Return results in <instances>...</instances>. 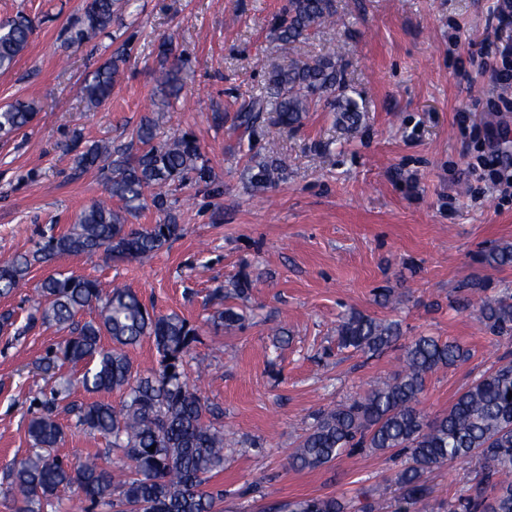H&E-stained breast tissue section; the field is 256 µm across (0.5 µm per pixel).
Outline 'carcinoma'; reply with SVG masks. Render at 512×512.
Wrapping results in <instances>:
<instances>
[{
  "mask_svg": "<svg viewBox=\"0 0 512 512\" xmlns=\"http://www.w3.org/2000/svg\"><path fill=\"white\" fill-rule=\"evenodd\" d=\"M131 0H86L81 27L71 37L80 43L102 34ZM336 0H288L273 29L276 40L291 45L314 29L336 23ZM34 22L18 14L0 23V70L12 68L28 47ZM129 56H112L90 74L80 88L86 105L97 107L112 94L120 66ZM183 89L181 68L161 67L156 91L164 100L177 99ZM344 63L334 56L295 59L268 74L266 98H254L237 116L239 126L252 134L263 114L284 128L302 125L307 112L324 101L340 112L339 124L351 132L363 122V112L348 94ZM37 114L33 102L17 101L0 107V137L27 128ZM158 122L146 117L133 137L139 150L113 157L112 143L98 141L83 149L73 145L78 170H95L107 198L83 207L72 227L37 246L32 256L0 259V296L24 285L32 262L63 254L94 255L104 251L116 260H151L179 237L175 217L164 223L132 227L143 210L167 208L166 196L147 194L151 188L182 183L205 169L197 140L183 134L155 144ZM286 162L263 157L248 167V181L256 190L280 180ZM491 267L512 266V243H501L484 254ZM95 309L97 318L80 322L77 316ZM482 320L498 337L512 342V294L480 299ZM32 322L55 324L71 336L41 358L48 370L63 360L84 371L76 385L88 393L125 394L120 407L96 400L73 402L68 411L75 426L112 438V464L99 452L72 462L55 453L64 439L55 409L71 388H56L40 401L41 412L27 425L30 453L15 459L6 470L8 482L0 498L12 512H60L59 493L75 488L83 512H221L224 490L210 487L224 472V429L215 424L218 412L189 381L183 365L197 329L172 312L149 311L129 288H102L88 277L56 273L46 277L32 299ZM211 320L233 328L242 314L228 307ZM148 338L160 356L159 366L144 374L134 367L127 348ZM400 339L395 321L353 312L338 326L342 349L377 355ZM401 368L358 397L319 412L295 451L288 457L294 470L315 469L357 449L400 451L406 463L396 474L401 496L398 512H434L425 474L451 461L478 456L486 463L484 486L461 504L462 512H512V359L505 356L456 398L448 412L434 417L421 408L428 375L469 356L458 342L416 336L400 347ZM155 450H150V447ZM275 512H379L372 502L355 505L341 497H311L284 501Z\"/></svg>",
  "mask_w": 512,
  "mask_h": 512,
  "instance_id": "obj_1",
  "label": "carcinoma"
}]
</instances>
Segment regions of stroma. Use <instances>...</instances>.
I'll list each match as a JSON object with an SVG mask.
<instances>
[{"label":"stroma","mask_w":512,"mask_h":512,"mask_svg":"<svg viewBox=\"0 0 512 512\" xmlns=\"http://www.w3.org/2000/svg\"><path fill=\"white\" fill-rule=\"evenodd\" d=\"M83 0H0V20L22 13L36 30L15 66L0 71V106L35 102L28 128L0 138V257L32 253L41 236L65 232L103 193L97 172L76 170L72 145L127 143L141 119L161 110L158 138L188 133L200 145L205 179L171 186L170 213L181 234L149 264L104 255L32 263L26 285L0 298L13 324L0 330V471L26 455L35 398L78 375L66 364L43 372L47 349L68 330L28 327L27 301L61 272L136 291L148 308L178 313L197 327L186 371L209 368L201 389L221 410L233 453L212 484L224 512H269L301 497L342 496L394 512L402 457L367 449L316 469L293 471L288 456L315 415L391 376L398 351L375 357L337 351L336 329L350 311L456 341L470 357L430 375L422 398L431 416L497 366L512 346L494 336L477 305L459 309L462 284L512 292V267L481 257L512 242V199L500 200L468 168L490 129H512V112L492 111L490 69L512 25L498 22L497 0H336L338 22L284 48L272 25L286 0H133L108 33L75 43ZM178 32L184 89L169 108L155 92L158 45ZM130 44L108 101L88 109L85 78ZM342 59L350 95L364 114L355 133L317 107L289 130L270 123L237 129L240 105L263 94L272 66L292 58ZM285 156L288 173L253 190V156ZM248 277L247 296L235 285ZM392 299L381 303V289ZM246 316L214 327L216 306ZM288 341L274 348L275 332ZM65 437L58 452L76 460L107 452L110 437L75 429L58 409ZM255 441L242 453L238 442ZM485 469L473 457L426 476L436 512L474 494Z\"/></svg>","instance_id":"stroma-1"}]
</instances>
